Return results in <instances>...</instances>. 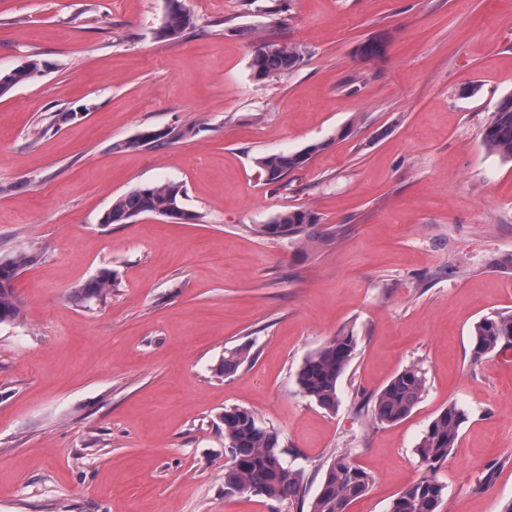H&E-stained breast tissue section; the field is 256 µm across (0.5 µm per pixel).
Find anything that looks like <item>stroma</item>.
<instances>
[{"label":"stroma","mask_w":512,"mask_h":512,"mask_svg":"<svg viewBox=\"0 0 512 512\" xmlns=\"http://www.w3.org/2000/svg\"><path fill=\"white\" fill-rule=\"evenodd\" d=\"M0 0V70L46 67L0 96V257L20 322L0 325V512H307L331 455L368 471L349 512H387L423 474L415 453L448 403L467 419L437 476L442 512L512 502V350L471 360L482 317L512 314V163L482 130L512 93V0ZM299 48L264 83L251 44ZM382 43L378 56L360 45ZM61 112L72 120L55 124ZM178 141L124 148L145 130ZM310 150L276 187L255 163ZM175 182L191 221L103 223L130 189ZM310 209L336 241L256 233ZM111 271L104 297L73 288ZM358 336L336 412L299 390L312 350ZM249 344L232 376L225 348ZM426 390L373 425L365 404L407 366ZM274 428L303 498L224 495V410ZM184 0H167L165 20L159 31L160 38L175 40L185 36L192 22ZM33 261L26 252L0 258V324L20 319L21 302L16 294L15 281L19 272Z\"/></svg>","instance_id":"obj_1"}]
</instances>
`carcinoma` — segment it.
Returning a JSON list of instances; mask_svg holds the SVG:
<instances>
[{
  "instance_id": "1",
  "label": "carcinoma",
  "mask_w": 512,
  "mask_h": 512,
  "mask_svg": "<svg viewBox=\"0 0 512 512\" xmlns=\"http://www.w3.org/2000/svg\"><path fill=\"white\" fill-rule=\"evenodd\" d=\"M192 26L184 0H167V12L158 36L175 40L185 36ZM303 61V52L286 47L276 40H263L251 53L250 68L258 80L272 79L295 70ZM46 62L39 56H29L23 64L0 71V96L16 85L28 81L43 71ZM184 132L173 129L149 130L123 143L127 148L174 142ZM485 148L504 162H512V93L504 96L491 112L482 131ZM309 152L274 153L256 159V165L268 185H282L288 175L307 162ZM182 186L173 182L139 185L113 200L103 215L104 224H122L140 215H156L175 220H196L182 205ZM320 218L309 209L284 210L275 213L258 232L273 240H287L302 248L335 238L340 228H319ZM33 261L26 252L0 258V324L20 319L21 302L15 281L19 272ZM113 277L109 271L80 285L72 291V299L83 305L107 294ZM358 337L345 328L322 346L309 353L297 373V383L303 395L320 408L334 412L339 405V383L351 365ZM512 347V314L486 316L473 326L471 356L477 363ZM246 344L224 350L215 371L228 376L249 359ZM426 390L424 373L409 366L397 373L373 399L368 413L375 424H395L406 419ZM465 411L455 403L444 407L429 423L415 453L424 468V475L412 486L400 492L390 503L388 512H441L446 486L437 478L436 470L450 454L459 439ZM224 445L230 465L224 472V496L253 493L269 500L298 498L303 491L305 472L285 461L276 431L264 426L254 412L234 407L224 410ZM371 476L356 465L345 452L333 456L321 478L318 493L309 504V512H344L353 501L365 496Z\"/></svg>"
}]
</instances>
